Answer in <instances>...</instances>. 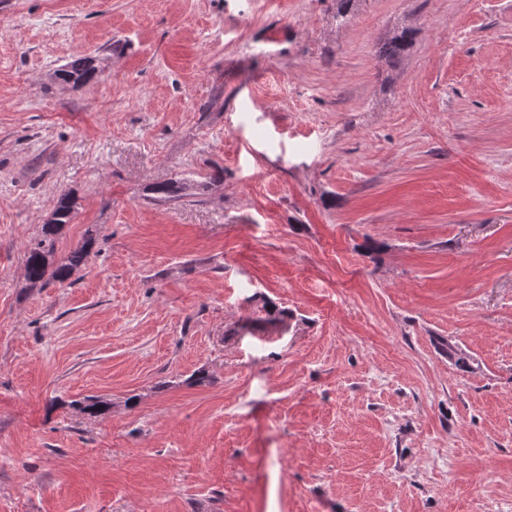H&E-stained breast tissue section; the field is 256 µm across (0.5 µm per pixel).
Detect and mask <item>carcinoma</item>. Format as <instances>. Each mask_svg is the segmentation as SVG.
Wrapping results in <instances>:
<instances>
[{
    "label": "carcinoma",
    "mask_w": 512,
    "mask_h": 512,
    "mask_svg": "<svg viewBox=\"0 0 512 512\" xmlns=\"http://www.w3.org/2000/svg\"><path fill=\"white\" fill-rule=\"evenodd\" d=\"M415 31L404 28L394 33L381 47L380 55L387 61H395L406 56L411 50ZM95 59L82 57L74 59L57 70V78L66 83L84 85L90 83L97 75ZM182 186L177 181L155 184L149 192L156 200H167L180 195ZM75 203L68 193H64L57 201L51 219L43 227V238L29 248L25 259V274L33 285H44L50 281L63 283L69 279L72 271L85 260L91 242L86 241L72 250L67 257L56 263L54 257V239L62 226L72 222Z\"/></svg>",
    "instance_id": "obj_1"
}]
</instances>
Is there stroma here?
Listing matches in <instances>:
<instances>
[{
  "mask_svg": "<svg viewBox=\"0 0 512 512\" xmlns=\"http://www.w3.org/2000/svg\"><path fill=\"white\" fill-rule=\"evenodd\" d=\"M0 512H512V0H0ZM415 38V31L410 28L393 33L381 47L380 55L387 61H395L406 56L411 50ZM93 57L74 59L57 70V78L73 85L90 83L97 75L98 69ZM75 203L69 193H63L57 201L51 219L43 227V238L29 248L25 259V274L32 285L53 281L64 283L72 271L85 260L91 241H85L81 246L72 250L67 257L55 263L54 239L65 224H70L74 218Z\"/></svg>",
  "mask_w": 512,
  "mask_h": 512,
  "instance_id": "1",
  "label": "stroma"
}]
</instances>
